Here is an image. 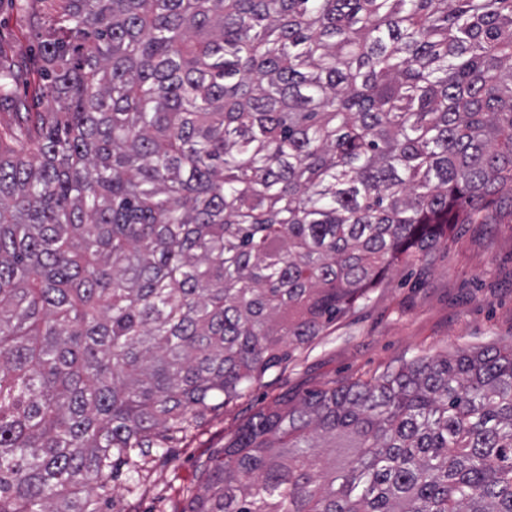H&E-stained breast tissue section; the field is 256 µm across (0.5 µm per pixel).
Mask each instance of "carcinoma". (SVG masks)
<instances>
[{"label":"carcinoma","instance_id":"cac0c4a2","mask_svg":"<svg viewBox=\"0 0 512 512\" xmlns=\"http://www.w3.org/2000/svg\"><path fill=\"white\" fill-rule=\"evenodd\" d=\"M0 512H102L445 228L512 207V0H0ZM184 512H512V347L286 394ZM2 37H7L14 49L17 59L27 61L32 50L35 49L33 38L27 34L25 22L16 14L15 10L10 11L5 8L0 12Z\"/></svg>","mask_w":512,"mask_h":512}]
</instances>
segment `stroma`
<instances>
[{
  "mask_svg": "<svg viewBox=\"0 0 512 512\" xmlns=\"http://www.w3.org/2000/svg\"><path fill=\"white\" fill-rule=\"evenodd\" d=\"M512 344V209L487 224H461L427 259L391 268L355 312L225 406L194 439L157 451L148 479L126 467L109 483L108 512H184L186 490H200V466L261 407L286 392L303 395L331 382L370 378L403 356Z\"/></svg>",
  "mask_w": 512,
  "mask_h": 512,
  "instance_id": "stroma-1",
  "label": "stroma"
}]
</instances>
